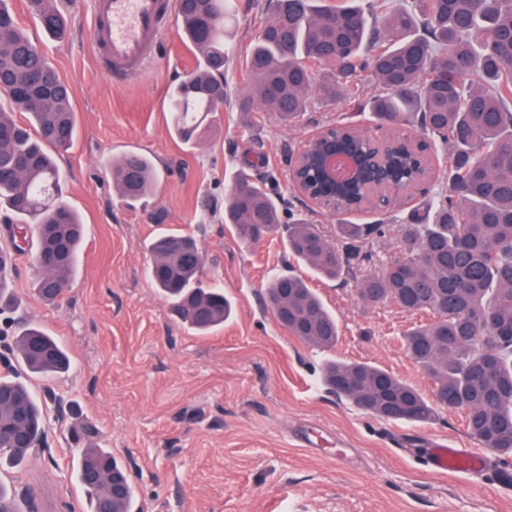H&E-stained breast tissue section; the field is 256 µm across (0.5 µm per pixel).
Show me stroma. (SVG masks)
Instances as JSON below:
<instances>
[{
    "mask_svg": "<svg viewBox=\"0 0 512 512\" xmlns=\"http://www.w3.org/2000/svg\"><path fill=\"white\" fill-rule=\"evenodd\" d=\"M55 2L70 24L61 40L42 46L71 88L77 136L57 163L85 236L56 307L36 292L32 253L17 256L18 308L0 315V375L19 370L10 345L21 321L56 336L71 368L49 381L19 371L43 406L45 434L25 466L0 469V481L32 494L29 512H87L74 478L81 446L72 432L88 424L93 440L125 464L138 489L135 512H512V488L428 466L430 442L476 445L453 409L425 424L386 421L322 383L323 363L340 359L432 389L401 336L425 314L366 305L357 291L367 274L406 256L400 224L362 241V259L345 280L317 279L298 266L338 322L328 350L291 336L266 303L271 275L288 264L280 237L249 247L224 224L243 161L273 195L291 198L290 154L321 127L345 121L352 104L317 101L285 126L230 101L187 150L171 132L168 110L169 88L196 66L180 32L162 41L147 72L122 84L98 68L86 16L71 0ZM240 3L229 23L236 53L224 71L234 91L247 81L246 54L270 15L269 0ZM130 151L149 156L158 172L154 196L133 209L120 201L108 166ZM163 233L196 240L202 279L221 284L234 302L223 328L196 335L148 279L151 243ZM303 429L311 446L300 444ZM340 439L350 450L342 464L334 459Z\"/></svg>",
    "mask_w": 512,
    "mask_h": 512,
    "instance_id": "obj_1",
    "label": "stroma"
}]
</instances>
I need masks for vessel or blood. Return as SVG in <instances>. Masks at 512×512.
Listing matches in <instances>:
<instances>
[{"label":"vessel or blood","mask_w":512,"mask_h":512,"mask_svg":"<svg viewBox=\"0 0 512 512\" xmlns=\"http://www.w3.org/2000/svg\"><path fill=\"white\" fill-rule=\"evenodd\" d=\"M90 23L97 61L113 79L136 75L177 24L175 0H77ZM428 464L437 472L485 478L489 457L473 448L436 445Z\"/></svg>","instance_id":"1"}]
</instances>
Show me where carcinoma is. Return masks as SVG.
Returning <instances> with one entry per match:
<instances>
[{
    "mask_svg": "<svg viewBox=\"0 0 512 512\" xmlns=\"http://www.w3.org/2000/svg\"><path fill=\"white\" fill-rule=\"evenodd\" d=\"M303 0L288 15L271 9L254 36L247 59V89L235 95L242 112H273L294 125L312 97L325 103L355 102L382 125L418 126L451 149L448 176L421 214L405 225L413 247L402 259L365 277L358 288L367 303L395 304L425 313L430 321L402 333L411 357L433 384L432 396L368 363L331 359L322 369L330 393L381 419L425 423L450 407L465 418L468 434L495 459L512 458V0ZM43 31L61 35L66 16L55 0H30ZM234 0H179L183 37L198 65L168 90L172 132L188 148L208 117L229 100L220 80L235 49L224 26ZM369 70L379 92L362 100L356 81ZM0 314L16 303L11 288L13 255L35 248L37 291L61 302L80 256L82 223L65 197L63 174L51 152L67 150L76 136L72 95L44 50L0 0ZM28 115L21 125L13 112ZM385 159L401 166L393 179L398 195L423 172L405 145L387 146ZM235 173L224 223L254 246L281 235L297 263L338 280L359 257V243L384 234V223L339 224V242L253 180ZM112 178L124 204L149 196L157 174L150 158L129 153L112 159ZM329 199L338 211L367 198ZM147 273L188 327L205 334L227 321L232 302L217 284L201 278L203 255L195 240L165 234L154 240ZM268 301L291 335L320 349L336 343L338 324L316 291L291 267L272 274ZM12 354L29 371L54 378L69 368L61 343L32 323L14 333ZM45 416L23 383L0 375V464H20L37 446ZM101 469L124 479L112 501ZM88 512H133L136 497L125 465L103 448H85L75 468ZM0 512H25L13 487L0 482Z\"/></svg>",
    "mask_w": 512,
    "mask_h": 512,
    "instance_id": "cac0c4a2",
    "label": "carcinoma"
}]
</instances>
